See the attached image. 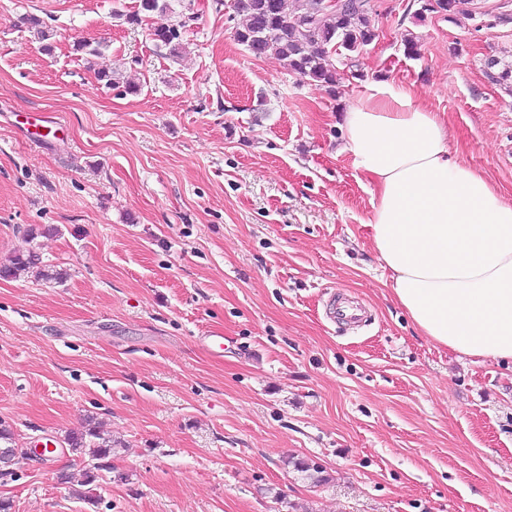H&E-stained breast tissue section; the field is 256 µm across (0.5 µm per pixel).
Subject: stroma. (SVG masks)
I'll list each match as a JSON object with an SVG mask.
<instances>
[{"label": "stroma", "instance_id": "1", "mask_svg": "<svg viewBox=\"0 0 512 512\" xmlns=\"http://www.w3.org/2000/svg\"><path fill=\"white\" fill-rule=\"evenodd\" d=\"M169 3L137 26L139 0H0V265L31 249L65 275L0 278V421L31 451L0 500L512 512V367L417 333L372 248L374 185L340 131L374 84L412 89L459 161L512 202V91L486 75L489 60L512 64V0L452 19L375 0L379 38L332 93L253 56L216 0ZM184 14L176 59L152 32ZM30 112L59 130L32 141ZM337 291L368 307L365 326L327 317ZM211 334L223 351L202 346ZM90 419L117 446L82 500L60 476L92 468L64 442Z\"/></svg>", "mask_w": 512, "mask_h": 512}]
</instances>
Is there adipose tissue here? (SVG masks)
<instances>
[{"label":"adipose tissue","mask_w":512,"mask_h":512,"mask_svg":"<svg viewBox=\"0 0 512 512\" xmlns=\"http://www.w3.org/2000/svg\"><path fill=\"white\" fill-rule=\"evenodd\" d=\"M344 151L375 185L373 249L432 342L512 361V203L450 152L443 117L374 86L344 114Z\"/></svg>","instance_id":"ef3b65f1"}]
</instances>
